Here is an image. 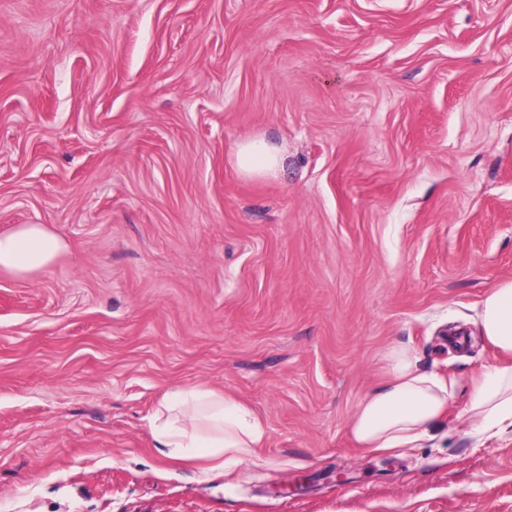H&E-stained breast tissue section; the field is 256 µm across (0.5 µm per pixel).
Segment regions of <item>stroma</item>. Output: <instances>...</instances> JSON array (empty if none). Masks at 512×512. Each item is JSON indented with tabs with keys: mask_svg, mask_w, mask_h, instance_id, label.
<instances>
[{
	"mask_svg": "<svg viewBox=\"0 0 512 512\" xmlns=\"http://www.w3.org/2000/svg\"><path fill=\"white\" fill-rule=\"evenodd\" d=\"M263 139L274 173L241 175ZM0 512H512L464 422L512 280V0H0ZM457 383L434 440L359 447L391 348ZM201 386L267 433L230 477L151 419ZM282 161L280 150L262 139L243 142L234 153L236 169L248 176L269 175L278 169ZM62 248L61 240L42 225H18L0 235V271L27 278L51 265ZM482 336L497 351L512 355V280L492 288L480 305Z\"/></svg>",
	"mask_w": 512,
	"mask_h": 512,
	"instance_id": "1",
	"label": "stroma"
}]
</instances>
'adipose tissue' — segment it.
I'll return each mask as SVG.
<instances>
[{"mask_svg": "<svg viewBox=\"0 0 512 512\" xmlns=\"http://www.w3.org/2000/svg\"><path fill=\"white\" fill-rule=\"evenodd\" d=\"M282 161L280 150L262 139L243 142L234 153L236 169L248 176L271 174ZM62 248L42 225H18L0 235V271L29 277L51 265ZM479 319L485 341L512 355V280L487 293ZM386 361L390 381L367 394L351 418L357 442L376 451L429 439L454 394L453 383L422 371L410 350L391 349ZM466 414L472 428L486 437L512 430V365L493 368L474 382ZM152 428L164 456L202 460L207 474L232 473L266 436L261 419L244 404L199 387L175 391Z\"/></svg>", "mask_w": 512, "mask_h": 512, "instance_id": "adipose-tissue-1", "label": "adipose tissue"}]
</instances>
